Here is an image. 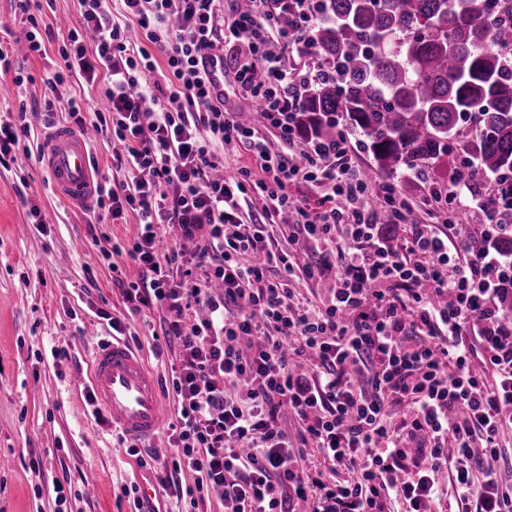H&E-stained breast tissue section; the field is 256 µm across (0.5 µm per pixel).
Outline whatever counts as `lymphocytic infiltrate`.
<instances>
[{
	"label": "lymphocytic infiltrate",
	"instance_id": "1",
	"mask_svg": "<svg viewBox=\"0 0 512 512\" xmlns=\"http://www.w3.org/2000/svg\"><path fill=\"white\" fill-rule=\"evenodd\" d=\"M79 3L82 24L52 83L77 74L102 84L105 108L89 122L118 142L124 178L97 197L111 217L133 211L139 226L127 254L141 278L123 295L133 316L174 311L163 339L182 348L171 370L177 454L161 484L224 512H296L301 501L311 512H387L393 500L427 512L448 497L454 512H512V484L496 468L512 430V317L501 311L512 253L496 247L512 236V173L490 179L488 200L457 169L415 220L394 182L371 181L354 163L348 130L329 143L299 139L301 88L323 68L292 72L284 61L307 44L318 0L230 10L224 0ZM289 5L298 20L287 29L277 11ZM135 26L147 46L132 40ZM223 48L278 147L211 93L206 61ZM161 67L172 77L165 88L152 79ZM241 141L260 178L246 168L214 178L219 147ZM299 182L320 189L316 203L291 193ZM249 191L266 200L258 224L236 212ZM163 221L197 236L192 256L159 251ZM281 224L311 246L308 260L279 247L271 229ZM387 224L400 228L399 245ZM300 278L334 286L309 297L290 287ZM312 456L350 479L328 482ZM447 470L449 485L439 480Z\"/></svg>",
	"mask_w": 512,
	"mask_h": 512
}]
</instances>
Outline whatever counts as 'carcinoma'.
<instances>
[{"mask_svg": "<svg viewBox=\"0 0 512 512\" xmlns=\"http://www.w3.org/2000/svg\"><path fill=\"white\" fill-rule=\"evenodd\" d=\"M311 43L332 72L306 83L305 138L337 122L363 137L376 170L448 183L461 154L470 183L512 172V0H320Z\"/></svg>", "mask_w": 512, "mask_h": 512, "instance_id": "cac0c4a2", "label": "carcinoma"}]
</instances>
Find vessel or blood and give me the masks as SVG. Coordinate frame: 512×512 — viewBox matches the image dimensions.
<instances>
[{"label":"vessel or blood","instance_id":"vessel-or-blood-1","mask_svg":"<svg viewBox=\"0 0 512 512\" xmlns=\"http://www.w3.org/2000/svg\"><path fill=\"white\" fill-rule=\"evenodd\" d=\"M93 129L60 126L49 133L42 162L57 195L85 205L97 193V180L89 160ZM94 404L112 430L124 439H155L161 429L163 404L157 380L144 358L115 340L98 347L89 366Z\"/></svg>","mask_w":512,"mask_h":512}]
</instances>
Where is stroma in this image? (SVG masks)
<instances>
[{
    "label": "stroma",
    "instance_id": "obj_1",
    "mask_svg": "<svg viewBox=\"0 0 512 512\" xmlns=\"http://www.w3.org/2000/svg\"><path fill=\"white\" fill-rule=\"evenodd\" d=\"M35 16L46 35L45 51L13 58V72L0 73V120L27 106L29 133L12 156L0 160V512H135L128 491L138 475H157L171 462L169 438L176 422L173 394H163L157 442L137 452L98 424L87 404L86 372L91 354L112 337L109 317L125 320L126 344L137 350L158 380L171 376L178 345L156 349L163 314L155 309L128 317L117 280H135L125 253L137 232L136 217H103L97 206H74L53 191L34 151L48 134L42 109L77 96L101 102L99 85L68 77L50 91L47 80L63 64L59 48L79 27L78 0H0V40L21 42ZM26 80L16 83L15 72ZM71 494L58 506L55 482Z\"/></svg>",
    "mask_w": 512,
    "mask_h": 512
}]
</instances>
